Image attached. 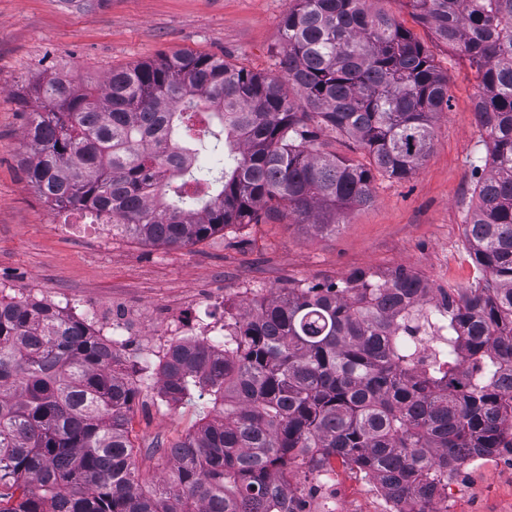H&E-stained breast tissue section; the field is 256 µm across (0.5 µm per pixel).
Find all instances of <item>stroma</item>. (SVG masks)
I'll return each instance as SVG.
<instances>
[{"label":"stroma","mask_w":512,"mask_h":512,"mask_svg":"<svg viewBox=\"0 0 512 512\" xmlns=\"http://www.w3.org/2000/svg\"><path fill=\"white\" fill-rule=\"evenodd\" d=\"M290 0H0V285L8 296L50 297L106 307L121 300L150 334L160 310L187 312L203 299L255 304L283 288L345 282L356 270L383 275L405 267L427 287L466 288L477 273L464 235L486 156L476 123V75L437 41L407 0L374 8L411 29L450 81L448 109L434 119V142L406 180L377 178L375 198L319 232L281 213L231 226L183 249L83 229L81 213H58L29 185L20 161L30 109L29 84L62 76L99 86L112 70L174 52L207 53L255 72L274 73L283 51L281 19ZM159 384H139L131 412L138 462L162 475L163 448L185 434L207 399L170 406Z\"/></svg>","instance_id":"35a3bbf8"}]
</instances>
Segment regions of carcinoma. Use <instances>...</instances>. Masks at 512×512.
Wrapping results in <instances>:
<instances>
[{"mask_svg": "<svg viewBox=\"0 0 512 512\" xmlns=\"http://www.w3.org/2000/svg\"><path fill=\"white\" fill-rule=\"evenodd\" d=\"M481 86L488 171L465 238L479 272L448 289V348L424 370L398 315L432 289L400 270L284 288L229 316L231 343L186 344L160 370L177 403L211 410L144 475L129 437L137 386L85 321L0 297V512H277L290 472L339 458L397 496H425L512 432V0H408ZM282 75L177 52L112 71L97 91L32 84L23 166L61 210L184 247L292 215L319 231L403 180L430 150L448 74L371 0H291ZM298 88L292 103L285 85ZM339 132L365 161L322 150ZM163 189L160 206L147 189Z\"/></svg>", "mask_w": 512, "mask_h": 512, "instance_id": "cac0c4a2", "label": "carcinoma"}]
</instances>
